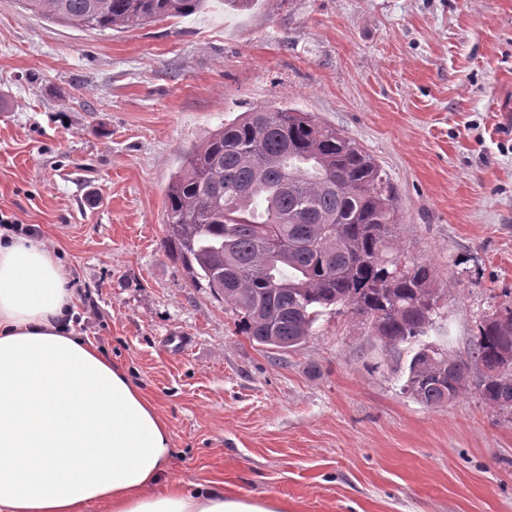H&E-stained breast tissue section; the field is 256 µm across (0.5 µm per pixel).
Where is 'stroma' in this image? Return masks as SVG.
I'll use <instances>...</instances> for the list:
<instances>
[{
  "instance_id": "1",
  "label": "stroma",
  "mask_w": 512,
  "mask_h": 512,
  "mask_svg": "<svg viewBox=\"0 0 512 512\" xmlns=\"http://www.w3.org/2000/svg\"><path fill=\"white\" fill-rule=\"evenodd\" d=\"M282 101L388 174L401 261L439 272L430 339L466 355L512 306V0H207L104 32L0 0V217L59 251L75 336L168 427L166 479L288 512H512V416L417 403L350 313L273 359L169 256L182 150Z\"/></svg>"
}]
</instances>
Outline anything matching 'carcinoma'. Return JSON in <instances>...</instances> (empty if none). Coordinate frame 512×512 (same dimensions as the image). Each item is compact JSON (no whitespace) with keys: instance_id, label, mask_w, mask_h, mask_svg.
Here are the masks:
<instances>
[{"instance_id":"cac0c4a2","label":"carcinoma","mask_w":512,"mask_h":512,"mask_svg":"<svg viewBox=\"0 0 512 512\" xmlns=\"http://www.w3.org/2000/svg\"><path fill=\"white\" fill-rule=\"evenodd\" d=\"M77 28L142 27L205 0H19ZM167 243L239 317L249 341L296 353L327 311L364 317L388 361L411 356L403 392L442 407L476 389L512 414V306L485 315L464 357L423 337L437 271L392 247L396 196L376 159L341 130L286 105L260 106L190 149L166 189ZM484 372L473 381L471 368Z\"/></svg>"}]
</instances>
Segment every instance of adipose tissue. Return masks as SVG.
Wrapping results in <instances>:
<instances>
[{"instance_id": "obj_1", "label": "adipose tissue", "mask_w": 512, "mask_h": 512, "mask_svg": "<svg viewBox=\"0 0 512 512\" xmlns=\"http://www.w3.org/2000/svg\"><path fill=\"white\" fill-rule=\"evenodd\" d=\"M57 251L0 239V512H288L279 499L162 483L170 435L125 371L72 329Z\"/></svg>"}]
</instances>
